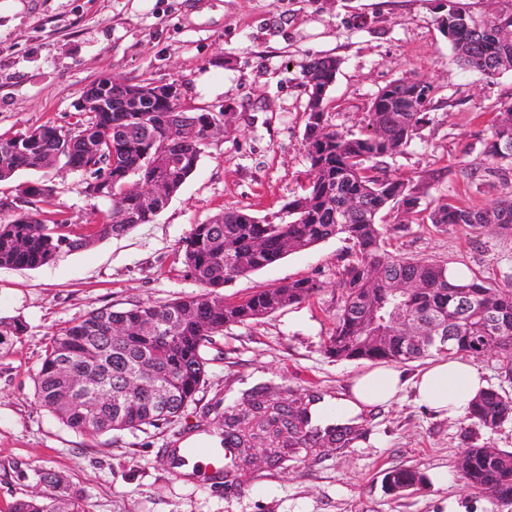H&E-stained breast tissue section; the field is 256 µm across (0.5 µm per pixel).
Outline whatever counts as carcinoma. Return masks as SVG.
I'll return each instance as SVG.
<instances>
[{
	"mask_svg": "<svg viewBox=\"0 0 512 512\" xmlns=\"http://www.w3.org/2000/svg\"><path fill=\"white\" fill-rule=\"evenodd\" d=\"M505 6L477 17L462 0H448V12L441 23L460 64L487 77L512 71V42L496 35L502 25L512 27V0ZM340 61L333 56L313 59L303 70L304 85L331 87ZM419 80L397 79L374 98L367 123L359 133L342 132L332 122L327 100H322L325 120H314L316 102L308 97L304 130L306 158L313 179L302 193L286 203L280 212L262 218L241 209L192 227L183 240L185 265L204 292L160 305L134 304L130 308H101L56 334L35 380V395L59 422L86 435L155 426L178 416L204 383L207 359L204 347L215 333L230 326L249 325L289 306L300 304L319 290L309 279L288 281L263 288L240 299L224 296L228 281L257 272L293 251L313 247L338 236L353 243V252L338 271L340 289L336 324L325 342L327 354L338 360L407 363L445 354L471 357L484 336H498L496 356L512 371V276L500 284L486 282L479 275L451 277L448 268L435 263L392 255L386 250V234L408 231V215L427 194L429 185L412 179L391 177L383 170L385 159L403 152L429 121L427 111L411 112L408 103ZM123 92L112 86V111L100 112L97 121L76 131L43 125L31 130L37 140L21 150L19 135L0 138V182L11 180L22 170L47 168L44 159L61 152L83 169L89 165L112 167V183L104 199L111 207L103 223L89 226V234H74L64 219L50 224L24 216L0 222V268L34 269L62 253L82 247L87 241L119 236L138 224H148L157 212L142 206L140 182L154 177L151 155L161 152L173 157L174 165L162 171L178 192L196 170L203 142H188L179 136L180 117L201 119L203 112H179L181 102L156 97L139 104L135 111ZM381 128L377 139L372 129ZM88 137L98 141V154L83 155ZM512 146V106L497 116L486 158L503 166L512 165L505 148ZM355 198L356 209L346 207ZM394 214L393 223H381L382 215ZM436 228L453 225L490 227L512 238V198L487 206H462L443 198L426 215ZM233 246V257L225 246ZM382 266L384 278L376 279L370 265ZM406 278L415 287L397 298L390 281ZM403 302L407 314L428 319L451 320L460 302L471 308L457 338L447 346L420 344L404 349L399 335H386L366 323L372 304L387 310ZM492 305L498 325L489 328L479 310ZM146 322L147 331L114 337L110 322ZM24 331L17 319L0 318V345ZM148 363L164 386L165 400L150 392L120 395L124 375L133 367ZM78 382L93 381L102 394L77 390L63 396L61 373ZM323 396L297 394L282 386L259 385L224 407L219 438L234 437V459L223 468L224 483L236 480L235 469L243 460V449L254 445L268 448L269 456L283 464L301 453L310 454L326 444L350 448L363 431L349 423L323 424L311 404ZM468 419L479 427L494 430L512 419V398L489 388L475 401ZM468 466L463 482L504 505H512V453L485 447L464 449ZM40 479L52 484L54 493L18 501L14 512H83L81 496L62 477L42 473ZM425 475L417 469L397 468L384 473L382 485L392 495L419 487Z\"/></svg>",
	"mask_w": 512,
	"mask_h": 512,
	"instance_id": "1",
	"label": "carcinoma"
}]
</instances>
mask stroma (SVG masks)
<instances>
[{"label": "stroma", "instance_id": "stroma-1", "mask_svg": "<svg viewBox=\"0 0 512 512\" xmlns=\"http://www.w3.org/2000/svg\"><path fill=\"white\" fill-rule=\"evenodd\" d=\"M448 0H0V136L42 125L76 130L92 121L76 109L83 89L119 74L130 82L178 81L186 109L221 117L224 132L204 145L199 165L148 224L96 240L35 269H0V316L23 334L0 346V512L46 492L40 471L64 476L85 512H512L466 487L462 448L512 450V423L495 431L425 411L412 397L366 414L353 447L324 446L274 465L254 459L234 484L202 483L173 469L169 449L213 432L225 404L266 382L297 393L341 397L367 361L325 352L336 320L337 274L349 241L333 238L235 278L225 294L241 298L307 278L321 289L261 322L227 328L205 349L196 398L159 426L95 437L60 423L36 400L35 378L55 332L103 308L161 304L200 293L181 244L193 225L228 209L276 213L311 178L304 148L308 94L300 73L333 56L340 68L328 108L340 130L359 132L378 91L402 77L430 82L429 121L389 174L430 184L421 207L440 197L482 206L512 195V167L484 156L499 114L512 105V71L494 77L460 68L441 33ZM42 182L54 192L23 197ZM80 173L63 163L23 171L0 184L11 204L74 230L102 223L108 206L83 194ZM390 252L491 280L512 271V240L483 227L441 231L411 225ZM413 467L423 486L386 494L385 471Z\"/></svg>", "mask_w": 512, "mask_h": 512}]
</instances>
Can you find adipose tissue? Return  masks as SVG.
Here are the masks:
<instances>
[{"instance_id":"ef3b65f1","label":"adipose tissue","mask_w":512,"mask_h":512,"mask_svg":"<svg viewBox=\"0 0 512 512\" xmlns=\"http://www.w3.org/2000/svg\"><path fill=\"white\" fill-rule=\"evenodd\" d=\"M486 388L482 371L460 358L434 362L411 375L393 366H377L354 379L337 415L343 419L365 415L373 408L391 404L409 390L428 410L464 418Z\"/></svg>"}]
</instances>
